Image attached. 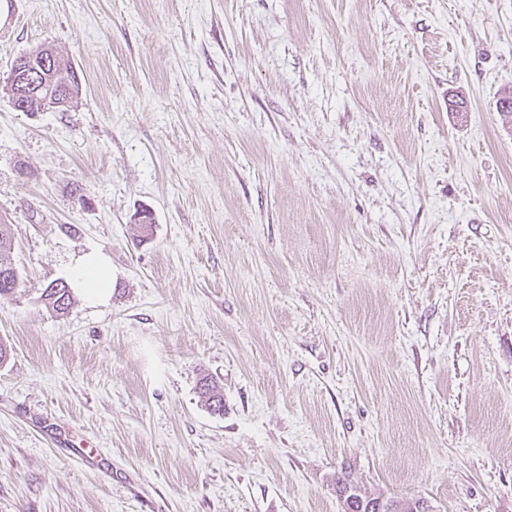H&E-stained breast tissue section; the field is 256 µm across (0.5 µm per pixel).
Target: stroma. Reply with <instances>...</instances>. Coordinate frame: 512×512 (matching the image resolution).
<instances>
[{
  "label": "stroma",
  "instance_id": "obj_1",
  "mask_svg": "<svg viewBox=\"0 0 512 512\" xmlns=\"http://www.w3.org/2000/svg\"><path fill=\"white\" fill-rule=\"evenodd\" d=\"M508 91L512 0H0V512H512ZM55 60L56 52L49 45H44L33 54L26 55L14 62L10 71V85L13 89L12 104L29 96L34 99L41 97L40 94L44 86L49 82L53 83L49 76L56 69ZM12 235V225L0 224V298L13 294L19 284L11 252ZM71 277L93 303H102L111 295L112 268L107 257L99 251L91 250L77 257ZM60 281V283H51L43 289L41 293L42 300L56 312H65L71 304V294L68 286ZM56 284V286H54ZM59 287V288H54Z\"/></svg>",
  "mask_w": 512,
  "mask_h": 512
}]
</instances>
